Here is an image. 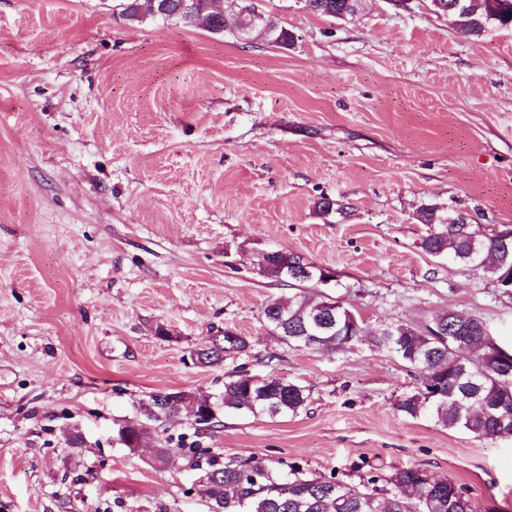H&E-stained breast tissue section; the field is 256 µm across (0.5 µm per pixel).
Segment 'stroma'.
<instances>
[{
  "label": "stroma",
  "mask_w": 512,
  "mask_h": 512,
  "mask_svg": "<svg viewBox=\"0 0 512 512\" xmlns=\"http://www.w3.org/2000/svg\"><path fill=\"white\" fill-rule=\"evenodd\" d=\"M260 5L291 47L131 23L112 0H0V512H207L197 472L153 459L192 434L186 414L135 451L116 432L147 393H218L239 366L299 381L308 405L225 416L201 449L348 481L416 466L512 512L511 439L395 414L413 378L371 343L288 349L263 310L293 289L257 272L260 252L295 253L336 271L369 330L455 311L512 344V293L426 254L417 217L512 225V27L474 39L431 0L346 21ZM228 328L247 353L194 364Z\"/></svg>",
  "instance_id": "35a3bbf8"
}]
</instances>
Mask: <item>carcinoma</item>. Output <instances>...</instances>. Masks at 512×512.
I'll use <instances>...</instances> for the list:
<instances>
[{
    "instance_id": "1",
    "label": "carcinoma",
    "mask_w": 512,
    "mask_h": 512,
    "mask_svg": "<svg viewBox=\"0 0 512 512\" xmlns=\"http://www.w3.org/2000/svg\"><path fill=\"white\" fill-rule=\"evenodd\" d=\"M118 14L129 22L142 23L154 18L152 0H113ZM310 10L337 20L354 16L362 0H309ZM437 14L467 35L480 39L499 26L507 25L497 7L486 0H461V6L448 10L456 0H440ZM246 30L284 47L294 35L278 26L271 17L245 29L238 16L228 11L213 15L211 32ZM418 218L429 226L421 241L422 250L434 257L467 269L481 270L499 282L512 272V239L505 242L482 224H455L454 214L437 204L419 207ZM274 272L269 279L286 282L301 291L267 304L263 315L267 326H277L279 340L291 350L336 351L349 348L366 335L365 324L351 310L339 305L318 287L320 267L314 275L294 278L283 272L305 263L303 257L273 252ZM487 323L476 315L448 311L433 322L412 326L389 323L376 330L372 346L397 358L417 377L416 385L393 402L405 417H427L441 427L464 431L480 438L497 439L512 434V372L503 370L500 344ZM246 337L232 329L215 336L197 348L200 365L210 367L224 362L231 353L248 350ZM258 376L238 367L224 375V390L218 396L191 395L182 391L151 392L139 402V416L125 423L132 442L149 431L147 423L185 412L191 415L194 434L223 425L226 414L268 417L294 416L308 402L306 387L284 377L267 374L264 384ZM183 457L202 471L207 488L208 512H477L470 490L446 477L434 482L423 480V469L393 467L388 472L372 467L348 482L332 471L314 475L297 462L283 459L269 462L255 456L221 459L205 455L195 447L158 448L156 459L165 466Z\"/></svg>"
}]
</instances>
